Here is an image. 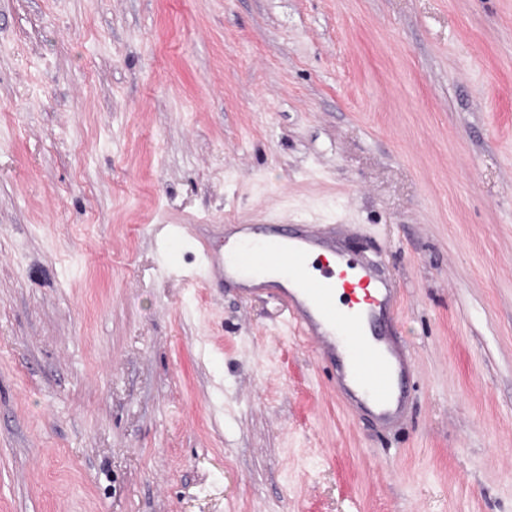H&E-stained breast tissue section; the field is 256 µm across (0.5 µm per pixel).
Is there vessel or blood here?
<instances>
[{"instance_id": "obj_1", "label": "vessel or blood", "mask_w": 512, "mask_h": 512, "mask_svg": "<svg viewBox=\"0 0 512 512\" xmlns=\"http://www.w3.org/2000/svg\"><path fill=\"white\" fill-rule=\"evenodd\" d=\"M237 233L220 250L203 244L208 273L237 283L244 297L277 295L290 322L331 367L332 387L346 409L385 428L402 421L413 364L391 330L401 293L396 282L314 224L289 230L242 224Z\"/></svg>"}]
</instances>
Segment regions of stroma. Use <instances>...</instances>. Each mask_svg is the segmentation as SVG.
I'll use <instances>...</instances> for the list:
<instances>
[{
    "mask_svg": "<svg viewBox=\"0 0 512 512\" xmlns=\"http://www.w3.org/2000/svg\"><path fill=\"white\" fill-rule=\"evenodd\" d=\"M402 289L399 429L198 239ZM0 512H512V0H0Z\"/></svg>",
    "mask_w": 512,
    "mask_h": 512,
    "instance_id": "35a3bbf8",
    "label": "stroma"
}]
</instances>
